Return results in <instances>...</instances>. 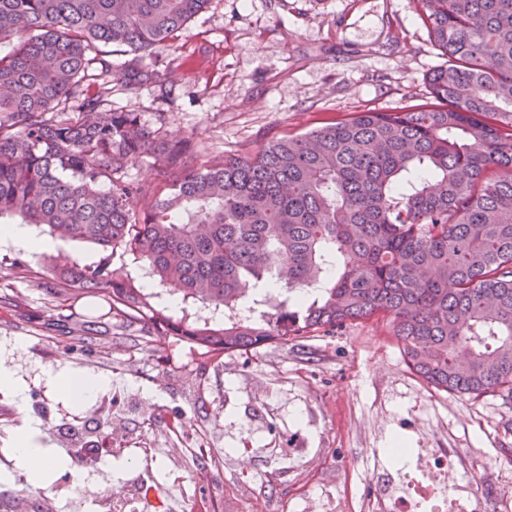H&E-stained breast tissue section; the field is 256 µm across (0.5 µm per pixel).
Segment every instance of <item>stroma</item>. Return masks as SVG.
Returning <instances> with one entry per match:
<instances>
[{"instance_id":"stroma-1","label":"stroma","mask_w":512,"mask_h":512,"mask_svg":"<svg viewBox=\"0 0 512 512\" xmlns=\"http://www.w3.org/2000/svg\"><path fill=\"white\" fill-rule=\"evenodd\" d=\"M131 57L107 46L112 108L140 113L170 139H192L203 156L257 152L354 112L400 109L429 96L430 72L445 65L412 0H209L168 46L146 56L149 70L179 76L175 91L158 81L126 85ZM26 261L22 277L13 260ZM49 266L23 244L0 237V360L17 391L0 390V445L37 430L58 448L67 413L78 410L56 376L105 378L124 392L110 416L129 441L148 435L167 455L156 484L175 512L193 497L217 512H304L309 499L377 494L374 449L448 448L464 461L481 512L512 502V399L471 398L428 387L404 362L387 319L357 321L315 333L297 346L269 345L208 359L172 337L144 350L103 320L92 349L73 347L62 329H44L56 310L46 295ZM180 417L181 437L163 423L143 431L141 404ZM228 454L218 474L200 483L183 446ZM127 466L88 478L66 460L48 483L16 476L10 487L30 500L54 495L58 512H81L72 491L121 492Z\"/></svg>"}]
</instances>
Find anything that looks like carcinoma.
Returning <instances> with one entry per match:
<instances>
[{"instance_id":"1","label":"carcinoma","mask_w":512,"mask_h":512,"mask_svg":"<svg viewBox=\"0 0 512 512\" xmlns=\"http://www.w3.org/2000/svg\"><path fill=\"white\" fill-rule=\"evenodd\" d=\"M208 2L0 0V220L100 250L50 294L102 296L116 326L202 356L382 315L435 389L511 398L512 0H413L448 57L431 100L190 168L191 141L85 82L108 44L134 53L126 82L154 78L142 55ZM147 156L154 185L129 182Z\"/></svg>"}]
</instances>
